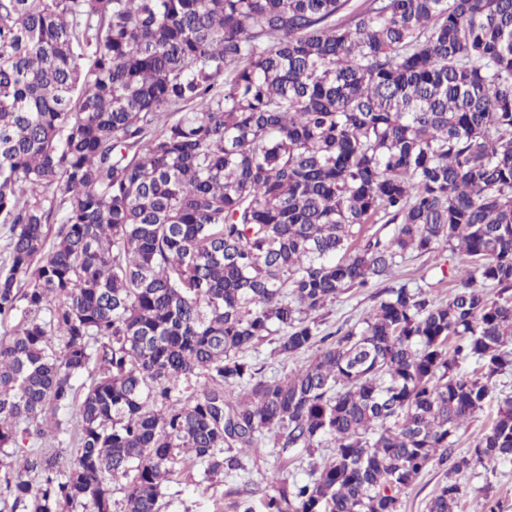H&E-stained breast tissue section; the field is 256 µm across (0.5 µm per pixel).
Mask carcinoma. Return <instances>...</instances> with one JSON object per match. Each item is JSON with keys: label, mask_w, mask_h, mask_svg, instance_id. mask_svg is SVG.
<instances>
[{"label": "carcinoma", "mask_w": 512, "mask_h": 512, "mask_svg": "<svg viewBox=\"0 0 512 512\" xmlns=\"http://www.w3.org/2000/svg\"><path fill=\"white\" fill-rule=\"evenodd\" d=\"M0 224L11 512H112L119 478L161 512L181 462L266 445L265 512H398L434 463L427 512H457V475L512 461V398L456 451L512 369V0H0ZM444 250L470 260L448 299L392 286L321 334ZM269 336L316 352L268 377ZM69 426L66 466L23 444ZM465 260L458 254L452 255L448 250L442 255L438 253L417 255L412 253L398 272L397 279L385 281L373 288L364 291H350L340 295L326 309L320 312L318 321H321L320 328L327 331H334L341 325H353L361 322L371 312L373 306L381 298L380 292L396 283H408L409 287L421 289L436 299H445L451 292L454 279L452 269L455 266H462ZM441 266L445 271L443 277ZM491 390L490 401L484 410L477 413L459 430L457 439L460 450L472 448L476 441L488 432L495 418L498 403L505 397H512V371H506L493 378Z\"/></svg>", "instance_id": "cac0c4a2"}]
</instances>
